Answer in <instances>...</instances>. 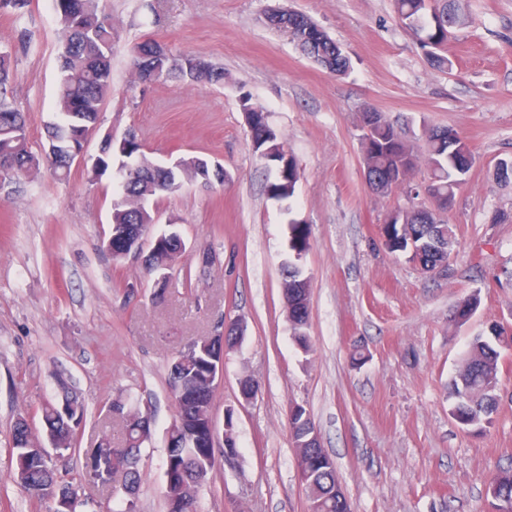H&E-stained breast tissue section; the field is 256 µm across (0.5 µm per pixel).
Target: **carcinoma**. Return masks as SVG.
Wrapping results in <instances>:
<instances>
[{
    "instance_id": "carcinoma-1",
    "label": "carcinoma",
    "mask_w": 512,
    "mask_h": 512,
    "mask_svg": "<svg viewBox=\"0 0 512 512\" xmlns=\"http://www.w3.org/2000/svg\"><path fill=\"white\" fill-rule=\"evenodd\" d=\"M53 8L64 32L58 50L60 85L57 100L58 120L46 124L47 150L44 156L29 147L27 117L0 98V158L8 166L0 170V178L26 173L39 167L41 160L51 165L63 177L68 172L61 166L59 146L54 142L58 130L71 127L84 133L99 126L104 102L112 90V21L106 14L104 0H52ZM394 13L400 24L418 35L421 48L429 63L439 70L452 69V63L439 54L452 29L466 24L467 16L454 5V0H393ZM317 25L298 14L293 27L281 26L297 41L305 55L331 73L341 76L350 69V59L329 37L311 44L304 39V30ZM155 43L144 41L134 51L133 65L141 81L147 73L140 64V56L151 51ZM171 63L165 77L172 75L187 83L205 81L224 84V70L209 60L186 55ZM12 53L0 50V90H4L12 76ZM246 121L262 125L263 109L251 103V97L241 98ZM429 185L426 193L437 207L448 205V197L455 196L460 177L468 173L472 163L463 150L470 147L466 137L453 128L427 130ZM362 157L367 183L379 195H389L405 184L399 179L397 162L406 156H415L414 148L383 120L368 134L361 135ZM100 164L90 168V181H98L117 161L124 162L127 173L122 178L120 192L112 204V223L109 231L108 253L115 261L125 259L131 240L152 224V211L141 206L144 199H155L176 191L163 166L149 161L142 153L137 135L126 140L122 153L112 152L107 146L99 156ZM198 157L181 159L175 180L198 179ZM298 174L295 163L282 170L270 186L272 198L287 201L294 196ZM385 247L391 253L410 252V244L419 247L418 258L428 270L448 277L449 260L456 245L454 225L436 218L422 207L412 206L407 224L393 223L385 228ZM154 263L148 271L167 269L181 257V239L177 232L156 235ZM290 243L299 250L309 249V234L303 224L291 225ZM284 298L288 311L298 306L309 308L311 285L286 269ZM478 305L473 295L460 302L453 312V322L466 323ZM221 335L191 341L177 350L168 365V382L174 399L175 414L167 430V459L164 471V496L183 504L184 512H196L200 489L205 485L215 455L210 436L211 414L214 411V391L211 388L212 367L234 349L241 339L233 323H221ZM512 347V335L494 324L490 331L475 337L469 344L462 364L451 385L453 403L450 413L456 421L474 433H483L494 424L499 389V360L501 350ZM58 386L63 399L46 400L41 405L43 434L38 436L26 426V418L17 416L11 433L10 473L12 480L30 496L44 499L54 492V499L84 505L78 489L69 481L59 480L58 470L44 460L42 448L50 443L69 452L74 448L75 429L85 422L87 407L61 380ZM307 410L296 406L289 410L291 435L302 455L297 459L309 497L317 504L318 512H343L341 487L336 471L322 464L325 454L315 437L317 429L312 419L304 418ZM107 417L121 422L119 441L104 435L94 448L85 449L86 459L93 464L86 467L85 478L103 485L112 476L123 479L126 497L113 512H129L136 508L132 494L145 479L137 467V455L150 437V418L138 409H132L122 400H115L107 408ZM495 492L494 504H502L512 512V468L499 471L490 484Z\"/></svg>"
}]
</instances>
